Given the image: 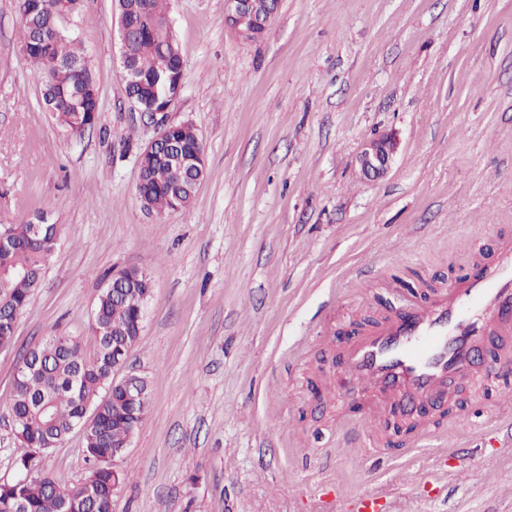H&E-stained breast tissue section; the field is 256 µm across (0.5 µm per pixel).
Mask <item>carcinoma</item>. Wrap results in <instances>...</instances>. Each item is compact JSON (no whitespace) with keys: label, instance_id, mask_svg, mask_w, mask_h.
Returning a JSON list of instances; mask_svg holds the SVG:
<instances>
[{"label":"carcinoma","instance_id":"obj_1","mask_svg":"<svg viewBox=\"0 0 512 512\" xmlns=\"http://www.w3.org/2000/svg\"><path fill=\"white\" fill-rule=\"evenodd\" d=\"M66 2L43 0L40 25L50 23L54 30L38 42L35 31L22 24L21 43L35 66L43 106L56 125L63 130L90 128L98 118V90L90 67L78 75L68 67L85 53L80 42L59 26ZM117 12L124 13L133 26L131 52L138 82L128 90L149 107L164 83L180 75L182 59L162 48L163 40L169 38L164 29L167 0H118ZM177 137L183 149L204 152L192 125L179 127ZM144 171V190L155 212L170 211L177 196L192 203L196 183L189 175L151 160L146 161ZM59 232L57 224H42L37 232L30 222L8 225V244L0 248L1 349L14 343V321L39 287ZM148 292L143 277L136 287L127 289V298L103 288L89 340L53 335L26 352L27 370L14 377L8 410L16 436L28 451L17 461V478L0 484V512H112V497L122 481L114 461L124 454L122 445L143 425L150 409L147 398L130 412L125 392L112 373V365L126 359L127 353L112 343L140 341L136 336L138 298ZM77 428L82 429L88 464L85 482L94 489L92 495L40 470L42 455Z\"/></svg>","mask_w":512,"mask_h":512}]
</instances>
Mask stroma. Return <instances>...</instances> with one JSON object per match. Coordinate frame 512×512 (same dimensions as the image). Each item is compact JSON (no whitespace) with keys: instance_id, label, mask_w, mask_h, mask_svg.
<instances>
[{"instance_id":"35a3bbf8","label":"stroma","mask_w":512,"mask_h":512,"mask_svg":"<svg viewBox=\"0 0 512 512\" xmlns=\"http://www.w3.org/2000/svg\"><path fill=\"white\" fill-rule=\"evenodd\" d=\"M168 10L185 64L168 118L196 128L206 176L189 208L156 215L137 181L157 127L125 96L113 0L62 20L99 89L77 138L42 106L18 0H0V225L60 227L0 350V483L24 452L5 408L22 354L89 335L105 281L136 268L152 291L126 370L151 410L112 512H319L326 483L385 491L387 512H512V450L484 444L512 434V374L376 429L336 351L512 238V0H281L253 42L225 28L224 0ZM383 135L391 165L367 177L358 156ZM42 467L81 484L80 435Z\"/></svg>"}]
</instances>
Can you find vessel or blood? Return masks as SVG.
I'll list each match as a JSON object with an SVG mask.
<instances>
[{"label": "vessel or blood", "instance_id": "b4317fda", "mask_svg": "<svg viewBox=\"0 0 512 512\" xmlns=\"http://www.w3.org/2000/svg\"><path fill=\"white\" fill-rule=\"evenodd\" d=\"M512 335V240L494 263L422 303H410L341 352L340 383L368 398L367 419L444 402L449 382L473 378L486 347Z\"/></svg>", "mask_w": 512, "mask_h": 512}]
</instances>
